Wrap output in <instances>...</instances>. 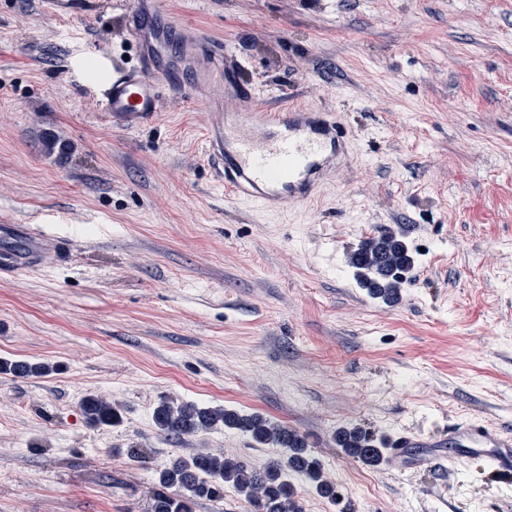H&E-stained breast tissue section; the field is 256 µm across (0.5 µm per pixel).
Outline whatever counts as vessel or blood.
I'll list each match as a JSON object with an SVG mask.
<instances>
[{"label":"vessel or blood","instance_id":"1","mask_svg":"<svg viewBox=\"0 0 512 512\" xmlns=\"http://www.w3.org/2000/svg\"><path fill=\"white\" fill-rule=\"evenodd\" d=\"M135 61L93 49L73 59L78 71L94 68L84 87L108 123L136 128L164 109L167 94L191 102L206 117V151L214 177L236 200L283 214L314 199L336 168L354 156L353 129L335 112L315 111L280 100L259 99L244 83L242 57L203 33L187 35L185 24L154 29L151 15L162 0H119ZM60 237L36 224L0 225V278L42 269L62 256ZM465 456L486 458L494 472L512 475V436L487 424L452 432ZM415 438L404 433L386 454V466L401 470Z\"/></svg>","mask_w":512,"mask_h":512}]
</instances>
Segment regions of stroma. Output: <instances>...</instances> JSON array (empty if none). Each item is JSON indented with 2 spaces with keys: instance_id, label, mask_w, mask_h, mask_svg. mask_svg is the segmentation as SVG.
<instances>
[{
  "instance_id": "35a3bbf8",
  "label": "stroma",
  "mask_w": 512,
  "mask_h": 512,
  "mask_svg": "<svg viewBox=\"0 0 512 512\" xmlns=\"http://www.w3.org/2000/svg\"><path fill=\"white\" fill-rule=\"evenodd\" d=\"M247 58L260 98L332 109L356 158L286 214L231 203L211 174L205 118L169 99L109 125L70 66L125 48L97 0H0V223L39 216L67 243L0 280V512H151L154 474L208 451L279 456L217 428L168 438L162 401L258 413L307 436L340 506L294 477L306 512H512V478L479 457L372 468L337 428L512 432V0H165ZM402 230L415 264L397 304L349 263ZM94 394L120 425H87ZM140 448L144 462L128 449ZM48 370V366L41 362L0 358L1 375H8L13 378H29L41 376Z\"/></svg>"
}]
</instances>
